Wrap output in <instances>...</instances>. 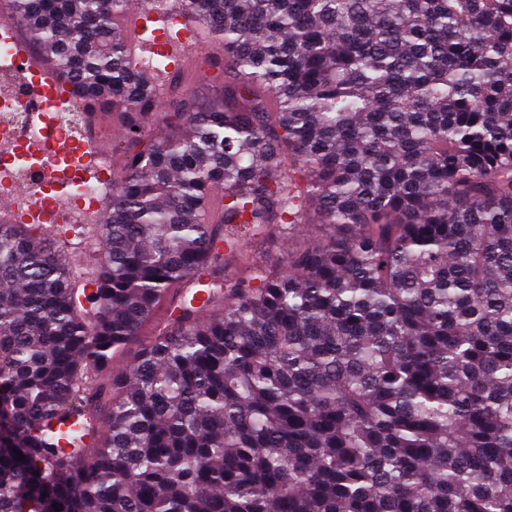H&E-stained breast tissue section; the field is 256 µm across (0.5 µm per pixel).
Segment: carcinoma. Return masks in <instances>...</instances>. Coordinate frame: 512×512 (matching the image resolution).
<instances>
[{"label":"carcinoma","mask_w":512,"mask_h":512,"mask_svg":"<svg viewBox=\"0 0 512 512\" xmlns=\"http://www.w3.org/2000/svg\"><path fill=\"white\" fill-rule=\"evenodd\" d=\"M130 2L0 4L124 128L93 271L0 224V512H512V0H144L224 54L164 113ZM318 231L305 227L293 239L288 241L278 235L268 234L266 236H257L248 240L243 246V258L277 267L282 264L289 248L305 245L316 239Z\"/></svg>","instance_id":"1"}]
</instances>
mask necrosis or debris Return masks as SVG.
Here are the masks:
<instances>
[{
    "label": "necrosis or debris",
    "mask_w": 512,
    "mask_h": 512,
    "mask_svg": "<svg viewBox=\"0 0 512 512\" xmlns=\"http://www.w3.org/2000/svg\"><path fill=\"white\" fill-rule=\"evenodd\" d=\"M32 81L25 64L14 58L8 45L0 43V169L8 167L23 175L27 202L41 207L45 222L71 250H93V241L85 232L86 215L92 202L111 191L112 183L85 177L84 113L50 105L46 108L45 133L32 127L26 107ZM46 137L71 146L70 153L57 160L75 187L63 201L58 198L54 177L47 172L42 146Z\"/></svg>",
    "instance_id": "1"
}]
</instances>
